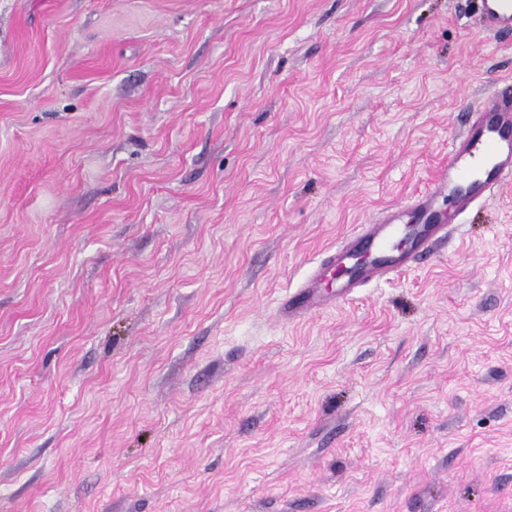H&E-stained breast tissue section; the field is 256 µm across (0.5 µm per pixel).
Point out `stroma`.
<instances>
[{"mask_svg": "<svg viewBox=\"0 0 512 512\" xmlns=\"http://www.w3.org/2000/svg\"><path fill=\"white\" fill-rule=\"evenodd\" d=\"M506 80L477 0H0V512H512V180L279 312Z\"/></svg>", "mask_w": 512, "mask_h": 512, "instance_id": "35a3bbf8", "label": "stroma"}]
</instances>
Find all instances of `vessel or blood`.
I'll return each instance as SVG.
<instances>
[{"instance_id":"b4317fda","label":"vessel or blood","mask_w":512,"mask_h":512,"mask_svg":"<svg viewBox=\"0 0 512 512\" xmlns=\"http://www.w3.org/2000/svg\"><path fill=\"white\" fill-rule=\"evenodd\" d=\"M480 24L489 31H512V0H480ZM512 179V89L493 94L471 114L463 134L453 137L448 162L427 191L405 208L386 209L376 221L361 225L348 239L326 251L318 266L289 294L282 315L295 321L330 304L346 302L361 288L387 282L398 272L420 264L435 242L448 235L434 212L440 195L452 197L466 215L487 194ZM343 269L335 291L321 293L324 273Z\"/></svg>"}]
</instances>
